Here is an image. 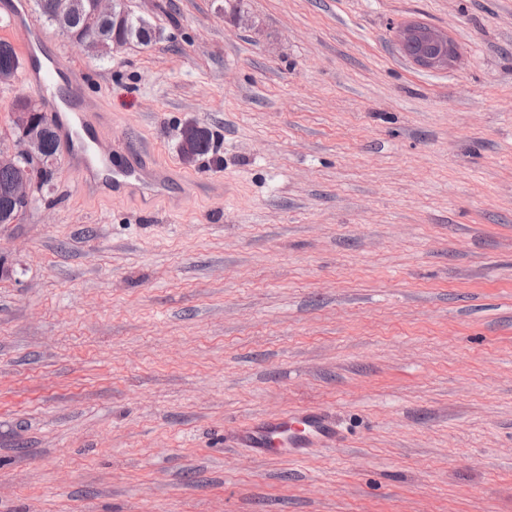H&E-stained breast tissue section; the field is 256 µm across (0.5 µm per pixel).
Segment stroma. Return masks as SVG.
I'll use <instances>...</instances> for the list:
<instances>
[{
    "instance_id": "35a3bbf8",
    "label": "stroma",
    "mask_w": 512,
    "mask_h": 512,
    "mask_svg": "<svg viewBox=\"0 0 512 512\" xmlns=\"http://www.w3.org/2000/svg\"><path fill=\"white\" fill-rule=\"evenodd\" d=\"M128 4L160 41L44 38L171 193L62 155L0 227V512H512V0ZM301 408L338 441L237 446ZM447 37V34H443L437 29H432L425 25H409L402 29L400 43L405 47L419 40L432 45L415 42L407 50L408 54L431 53L418 54L411 57L418 66L429 68L450 62L455 57L456 53L454 54L452 44L448 41ZM433 46L438 49L437 52H435L436 49ZM194 137H195V133L193 130L185 129V131L183 133V142H182L183 150H182V152L188 160L193 159L196 155L206 153L210 149L211 136H210L208 129L202 128L200 137L196 143L197 154L195 153V151L193 149Z\"/></svg>"
}]
</instances>
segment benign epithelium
<instances>
[{
    "label": "benign epithelium",
    "instance_id": "obj_1",
    "mask_svg": "<svg viewBox=\"0 0 512 512\" xmlns=\"http://www.w3.org/2000/svg\"><path fill=\"white\" fill-rule=\"evenodd\" d=\"M423 41L437 48L431 54L412 56L421 67H436L451 61L454 57L452 44L447 35L425 25H409L402 29L400 43L407 46L414 41ZM12 122L20 131L21 141L15 149L0 146V170L15 173L13 180L0 191L17 206L28 207L34 193L40 188V174L48 170L54 160L46 159L40 151L41 142L50 123L42 112H27L16 109Z\"/></svg>",
    "mask_w": 512,
    "mask_h": 512
}]
</instances>
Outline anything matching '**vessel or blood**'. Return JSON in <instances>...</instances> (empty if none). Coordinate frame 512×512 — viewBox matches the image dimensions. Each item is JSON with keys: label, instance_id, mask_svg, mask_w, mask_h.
<instances>
[{"label": "vessel or blood", "instance_id": "obj_1", "mask_svg": "<svg viewBox=\"0 0 512 512\" xmlns=\"http://www.w3.org/2000/svg\"><path fill=\"white\" fill-rule=\"evenodd\" d=\"M0 15L21 36L22 53L28 60L23 78L41 89L62 150L83 171L86 190L94 192L105 184L113 196L135 198L145 205L168 192L171 174L144 151L117 144L102 148L110 126L108 115L82 94L81 75L68 57L45 49L41 23L27 0H0ZM335 436L332 419L321 410L271 415L235 432L237 443L260 457H296L302 448L326 445Z\"/></svg>", "mask_w": 512, "mask_h": 512}]
</instances>
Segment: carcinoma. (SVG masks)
Listing matches in <instances>:
<instances>
[{
    "label": "carcinoma",
    "mask_w": 512,
    "mask_h": 512,
    "mask_svg": "<svg viewBox=\"0 0 512 512\" xmlns=\"http://www.w3.org/2000/svg\"><path fill=\"white\" fill-rule=\"evenodd\" d=\"M93 2L94 0H41L37 9L41 16L52 24L58 5H63V11L66 12L64 33L69 37L91 34L99 38L101 55L106 57L112 53L114 38L126 44L136 42L144 47H149L160 39L161 31L144 17L134 14L126 0H112L114 14L119 18V22L116 23L108 17L96 22L92 27L89 26L88 15ZM20 69L21 61L14 47L9 42L1 40L0 71H7L16 77Z\"/></svg>",
    "instance_id": "cac0c4a2"
}]
</instances>
